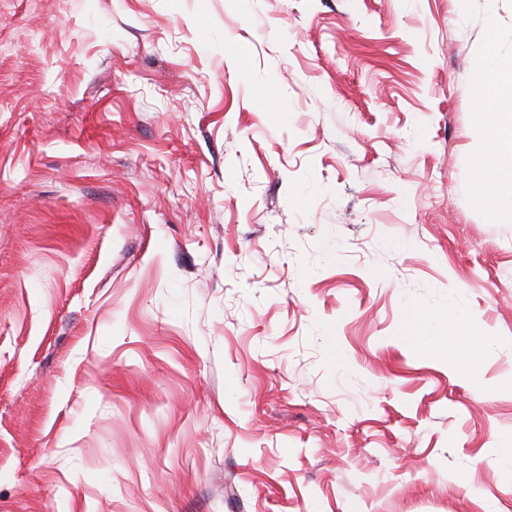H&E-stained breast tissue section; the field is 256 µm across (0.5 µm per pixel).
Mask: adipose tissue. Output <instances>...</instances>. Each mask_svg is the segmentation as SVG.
Wrapping results in <instances>:
<instances>
[{"instance_id": "adipose-tissue-1", "label": "adipose tissue", "mask_w": 512, "mask_h": 512, "mask_svg": "<svg viewBox=\"0 0 512 512\" xmlns=\"http://www.w3.org/2000/svg\"><path fill=\"white\" fill-rule=\"evenodd\" d=\"M480 69L476 91L486 108V144L474 167L471 188L496 218L512 212V68H499L487 59Z\"/></svg>"}]
</instances>
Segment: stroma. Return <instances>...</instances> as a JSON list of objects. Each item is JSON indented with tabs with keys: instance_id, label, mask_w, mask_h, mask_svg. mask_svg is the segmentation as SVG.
Listing matches in <instances>:
<instances>
[{
	"instance_id": "obj_1",
	"label": "stroma",
	"mask_w": 512,
	"mask_h": 512,
	"mask_svg": "<svg viewBox=\"0 0 512 512\" xmlns=\"http://www.w3.org/2000/svg\"><path fill=\"white\" fill-rule=\"evenodd\" d=\"M488 56L512 0H0V512H512ZM448 340L457 339L461 345L466 347L477 346L481 334L474 323V320L464 307H453L448 310ZM426 321L423 315L414 314L403 331V340L427 350L434 349L442 340V336H436Z\"/></svg>"
}]
</instances>
